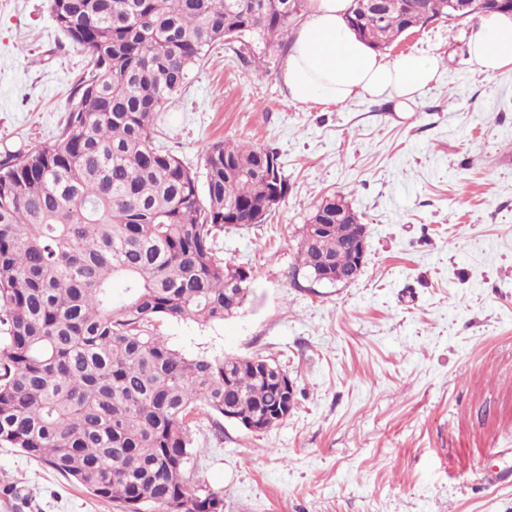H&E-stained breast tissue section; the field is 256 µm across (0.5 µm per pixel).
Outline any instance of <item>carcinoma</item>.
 I'll return each mask as SVG.
<instances>
[{"instance_id":"carcinoma-1","label":"carcinoma","mask_w":512,"mask_h":512,"mask_svg":"<svg viewBox=\"0 0 512 512\" xmlns=\"http://www.w3.org/2000/svg\"><path fill=\"white\" fill-rule=\"evenodd\" d=\"M308 0H48L86 67L53 141L0 157V446L19 448L127 510L223 512L186 463L199 410L251 421L284 401L260 357L188 356L165 319L220 322L250 293L216 255L226 224H262L288 184L278 154L246 141L203 149L197 172L156 144L157 112L214 43L288 48ZM458 12L450 0H352L374 50ZM357 215L336 195L298 243L316 276L351 266ZM120 281L125 298L114 301Z\"/></svg>"}]
</instances>
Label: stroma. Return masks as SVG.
<instances>
[{
	"mask_svg": "<svg viewBox=\"0 0 512 512\" xmlns=\"http://www.w3.org/2000/svg\"><path fill=\"white\" fill-rule=\"evenodd\" d=\"M478 22L440 19L385 58L436 60L407 105L367 96L291 103L286 55L257 40L214 44L158 114L157 139L194 170L219 140L277 152L288 192L262 224H228L225 262L251 273L237 314L160 332L189 355L259 356L296 382L277 426L252 432L200 414L187 469L224 512H512V69L468 58ZM85 65L46 0H0V155L53 140ZM340 194L368 227L359 276L318 283L297 268L301 228ZM0 512H119L20 449L0 447Z\"/></svg>",
	"mask_w": 512,
	"mask_h": 512,
	"instance_id": "stroma-1",
	"label": "stroma"
}]
</instances>
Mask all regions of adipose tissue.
Instances as JSON below:
<instances>
[{
  "instance_id": "adipose-tissue-1",
  "label": "adipose tissue",
  "mask_w": 512,
  "mask_h": 512,
  "mask_svg": "<svg viewBox=\"0 0 512 512\" xmlns=\"http://www.w3.org/2000/svg\"><path fill=\"white\" fill-rule=\"evenodd\" d=\"M349 0H309L306 18L290 38L282 81L294 103L336 104L360 95L411 101L434 81V59L413 53L387 60L349 28ZM468 57L487 74L512 68V14L482 17Z\"/></svg>"
}]
</instances>
